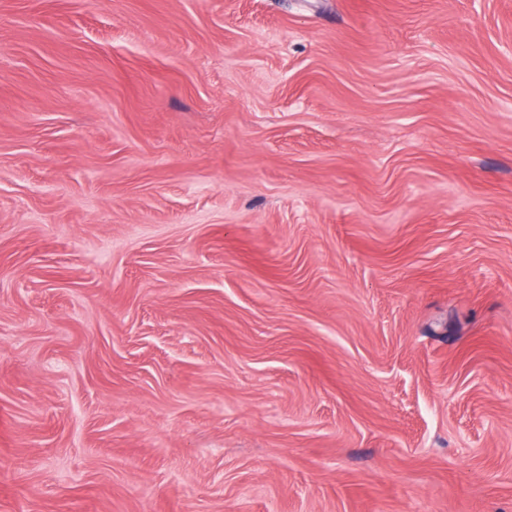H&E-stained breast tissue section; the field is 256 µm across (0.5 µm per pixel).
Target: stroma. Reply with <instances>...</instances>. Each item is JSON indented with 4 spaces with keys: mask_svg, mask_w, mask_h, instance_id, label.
<instances>
[{
    "mask_svg": "<svg viewBox=\"0 0 512 512\" xmlns=\"http://www.w3.org/2000/svg\"><path fill=\"white\" fill-rule=\"evenodd\" d=\"M0 512H512V0H0Z\"/></svg>",
    "mask_w": 512,
    "mask_h": 512,
    "instance_id": "stroma-1",
    "label": "stroma"
}]
</instances>
